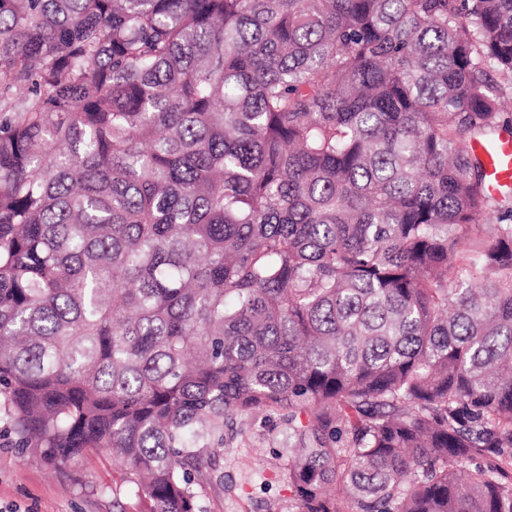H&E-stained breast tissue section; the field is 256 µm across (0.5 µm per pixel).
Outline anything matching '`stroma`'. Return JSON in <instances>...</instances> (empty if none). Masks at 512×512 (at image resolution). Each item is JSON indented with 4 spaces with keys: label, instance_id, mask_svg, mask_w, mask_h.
<instances>
[{
    "label": "stroma",
    "instance_id": "stroma-1",
    "mask_svg": "<svg viewBox=\"0 0 512 512\" xmlns=\"http://www.w3.org/2000/svg\"><path fill=\"white\" fill-rule=\"evenodd\" d=\"M292 427L279 413L237 416L224 453L200 492L206 512H296L288 487ZM116 477L108 454L57 474L0 439V512H116L107 488Z\"/></svg>",
    "mask_w": 512,
    "mask_h": 512
}]
</instances>
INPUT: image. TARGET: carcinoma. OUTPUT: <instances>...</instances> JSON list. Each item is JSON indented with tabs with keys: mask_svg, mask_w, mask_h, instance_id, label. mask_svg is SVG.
<instances>
[{
	"mask_svg": "<svg viewBox=\"0 0 512 512\" xmlns=\"http://www.w3.org/2000/svg\"><path fill=\"white\" fill-rule=\"evenodd\" d=\"M512 0H0V438L204 512H512ZM487 164L488 190L498 193L504 187H512V139H501L490 146H478ZM224 427V453L199 489L207 512H296L288 487L292 425L279 413L244 414Z\"/></svg>",
	"mask_w": 512,
	"mask_h": 512,
	"instance_id": "carcinoma-1",
	"label": "carcinoma"
}]
</instances>
